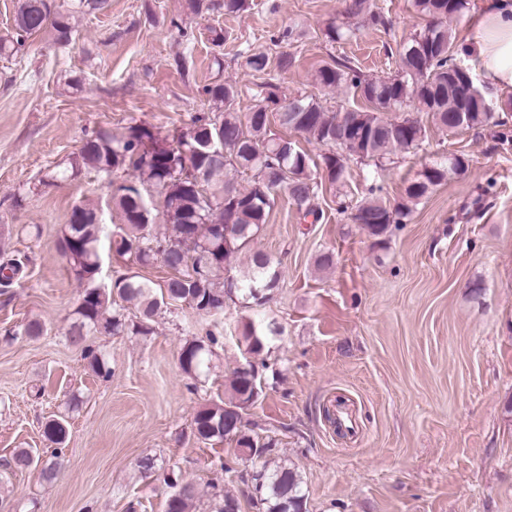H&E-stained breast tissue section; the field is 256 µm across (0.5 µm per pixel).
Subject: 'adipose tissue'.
<instances>
[{
    "label": "adipose tissue",
    "instance_id": "ef3b65f1",
    "mask_svg": "<svg viewBox=\"0 0 512 512\" xmlns=\"http://www.w3.org/2000/svg\"><path fill=\"white\" fill-rule=\"evenodd\" d=\"M464 47L479 61L490 88L512 87V0H485Z\"/></svg>",
    "mask_w": 512,
    "mask_h": 512
}]
</instances>
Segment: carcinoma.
<instances>
[{"label":"carcinoma","mask_w":512,"mask_h":512,"mask_svg":"<svg viewBox=\"0 0 512 512\" xmlns=\"http://www.w3.org/2000/svg\"><path fill=\"white\" fill-rule=\"evenodd\" d=\"M107 0H18L11 30L0 35V60L12 58L27 39L50 32L58 47L72 44L77 16L105 9ZM248 0H188V9L199 15L204 10L222 9L226 14L245 10ZM413 7L423 17L439 14L442 27L426 25L399 43L396 72L389 76L369 77L351 60L334 58L320 66L313 81L324 90L352 92L366 106L342 107L328 111L312 94L297 93L288 98L277 82L274 69L284 70L294 63L281 59L272 66L263 51L238 55L237 63L258 80V96L267 102L270 112L236 110L237 85L215 82L204 93L215 106L210 114L191 117L187 127L169 140L146 124H132L125 134L115 138L107 132L85 140L62 170H50L33 193L70 175L94 172L112 181V203L121 224L109 232L98 205L80 202L73 206L58 245L81 287L75 321L69 331L72 344L82 347L89 370L108 378L112 370L98 350L86 344L87 336L97 330L114 335H148L151 322L162 305L188 303L202 315L224 313L225 299L235 293L247 304L260 306L266 292L275 288L280 271L271 257L253 249V243L267 224L279 194L288 196L303 217L321 218L315 203L320 187L338 186L346 180L347 162L352 158L381 161L397 151L409 152L422 146L428 126L408 115V109L423 112L431 125L455 133L464 128L504 124L502 115L512 112V98L492 106L476 82L469 67L457 62L456 37L449 26L452 19L468 8V0H413ZM389 20L374 9L371 0H353L345 21L329 24L323 31L330 43L349 42L362 29L389 30ZM457 72L473 88L474 96L462 105L456 90L448 88V70ZM277 121L284 132L272 131ZM330 147L316 162L291 137ZM321 170L320 176L312 169ZM462 155H450L425 168L421 179L406 189L409 201H418L448 175L466 170ZM250 175L241 186L234 175ZM261 184L265 192L257 191ZM165 196L158 208L152 191ZM355 211L365 217L363 228L374 237L385 235L390 226L401 224L412 209L401 203L387 205L373 196L362 201ZM166 226L163 233L154 230L156 218ZM109 248L133 265L147 268L161 262L169 276L156 292L138 272L130 269L108 283L100 279L101 252ZM249 258L247 270L237 278L224 272ZM29 263L19 256L0 264V287L6 289ZM135 309V320L128 321L126 310ZM278 334L268 323L257 326L249 321L243 326L242 340L250 354L260 353L269 338ZM215 334L207 340L187 339L179 350L182 372L197 378L211 369ZM261 382L254 364L234 370L229 382L230 396L220 403L196 410L192 430L200 442L215 445L233 440L239 448L255 449L259 467L252 475L256 512H307L303 481L298 472L272 457L275 444L260 442L237 433L227 423L231 410L242 412L260 393ZM68 434L62 417L49 419L43 429L46 441L53 445L45 458L33 456L26 448L14 451L6 466L13 470L40 468L44 480L52 479ZM168 488L164 512H192L195 488L170 472L164 477Z\"/></svg>","instance_id":"obj_1"}]
</instances>
